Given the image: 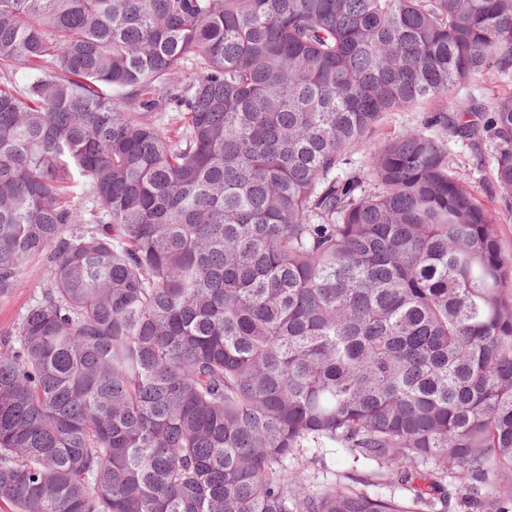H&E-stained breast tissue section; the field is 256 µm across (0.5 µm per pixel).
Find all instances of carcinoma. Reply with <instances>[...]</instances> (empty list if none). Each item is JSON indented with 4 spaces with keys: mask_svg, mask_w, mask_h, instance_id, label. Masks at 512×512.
<instances>
[{
    "mask_svg": "<svg viewBox=\"0 0 512 512\" xmlns=\"http://www.w3.org/2000/svg\"><path fill=\"white\" fill-rule=\"evenodd\" d=\"M0 71V503L512 512V259L429 133L512 212V95L446 107L512 0H0ZM429 115L425 106L403 112H389L381 120L375 137L398 135L421 126ZM448 163L452 172L463 182L486 206L496 212V230L500 244L507 256L512 257V215L499 207L498 192L495 182L494 156L496 145L485 140L480 149V156L466 142L448 138ZM46 267L42 262L32 263L23 274L25 286L0 294V336L13 333L28 306L41 296Z\"/></svg>",
    "mask_w": 512,
    "mask_h": 512,
    "instance_id": "obj_1",
    "label": "carcinoma"
}]
</instances>
